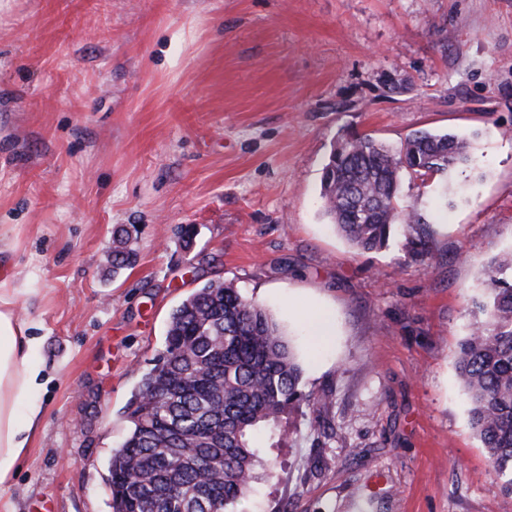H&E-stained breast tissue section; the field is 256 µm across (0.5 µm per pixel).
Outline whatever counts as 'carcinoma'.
Wrapping results in <instances>:
<instances>
[{
  "instance_id": "1",
  "label": "carcinoma",
  "mask_w": 512,
  "mask_h": 512,
  "mask_svg": "<svg viewBox=\"0 0 512 512\" xmlns=\"http://www.w3.org/2000/svg\"><path fill=\"white\" fill-rule=\"evenodd\" d=\"M471 144L417 131L398 149L368 134L341 139L323 169L321 199L335 229L357 251L385 247L399 224H421L401 203L402 174L449 173ZM487 300L475 305L457 371L472 428L505 490L512 492V254L485 269ZM301 367L272 313L221 281L173 310L165 348L127 406L131 430L108 464L113 512H228L263 478L253 438L290 406L317 411L328 395H304Z\"/></svg>"
}]
</instances>
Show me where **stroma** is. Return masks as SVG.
<instances>
[{
	"instance_id": "1",
	"label": "stroma",
	"mask_w": 512,
	"mask_h": 512,
	"mask_svg": "<svg viewBox=\"0 0 512 512\" xmlns=\"http://www.w3.org/2000/svg\"><path fill=\"white\" fill-rule=\"evenodd\" d=\"M418 130L469 138L471 167L401 180L423 224L355 252L324 166L346 133ZM1 224L43 339L12 512H112L124 408L213 280L275 314L302 392L333 402L258 435L267 474L232 512H512L455 371L512 253V0H0ZM120 227L137 262L115 276Z\"/></svg>"
}]
</instances>
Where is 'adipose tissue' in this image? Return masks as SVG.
Wrapping results in <instances>:
<instances>
[{
  "mask_svg": "<svg viewBox=\"0 0 512 512\" xmlns=\"http://www.w3.org/2000/svg\"><path fill=\"white\" fill-rule=\"evenodd\" d=\"M16 294V288L0 281V490L9 486L41 413L39 404L24 399L39 377L33 357L42 339L16 316Z\"/></svg>",
  "mask_w": 512,
  "mask_h": 512,
  "instance_id": "obj_1",
  "label": "adipose tissue"
}]
</instances>
